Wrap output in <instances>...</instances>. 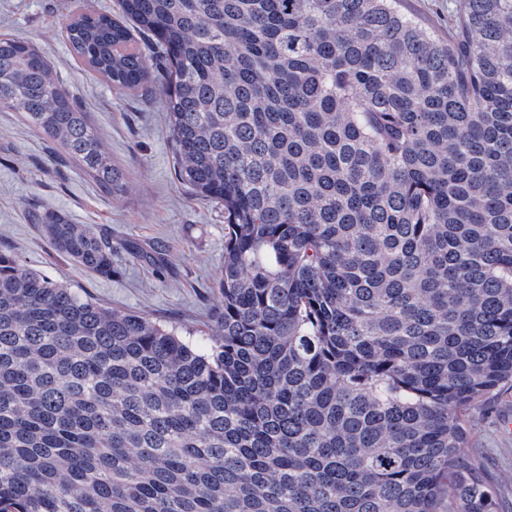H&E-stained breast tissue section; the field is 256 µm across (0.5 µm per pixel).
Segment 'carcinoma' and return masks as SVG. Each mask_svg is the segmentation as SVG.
Wrapping results in <instances>:
<instances>
[{"mask_svg": "<svg viewBox=\"0 0 512 512\" xmlns=\"http://www.w3.org/2000/svg\"><path fill=\"white\" fill-rule=\"evenodd\" d=\"M71 52L160 78L178 181L224 206L209 343L0 251V512H497L467 411L512 387V0L448 36L401 0H120ZM0 108L126 189L39 48L0 36ZM112 275L90 224L33 211Z\"/></svg>", "mask_w": 512, "mask_h": 512, "instance_id": "1", "label": "carcinoma"}]
</instances>
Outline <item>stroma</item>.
Returning <instances> with one entry per match:
<instances>
[{"instance_id":"1","label":"stroma","mask_w":512,"mask_h":512,"mask_svg":"<svg viewBox=\"0 0 512 512\" xmlns=\"http://www.w3.org/2000/svg\"><path fill=\"white\" fill-rule=\"evenodd\" d=\"M64 0H0V35L38 45L61 85L90 112L104 147L127 175L121 199L75 163L58 165L49 141L20 113L0 109V250L99 304L201 338L217 311L224 265V208L201 200L174 173L164 99L147 83L126 93L73 58L62 32ZM55 210L112 241V274L94 276L57 255L28 212ZM138 246L146 255L130 253ZM466 451L498 487V512H512V390L468 412Z\"/></svg>"}]
</instances>
